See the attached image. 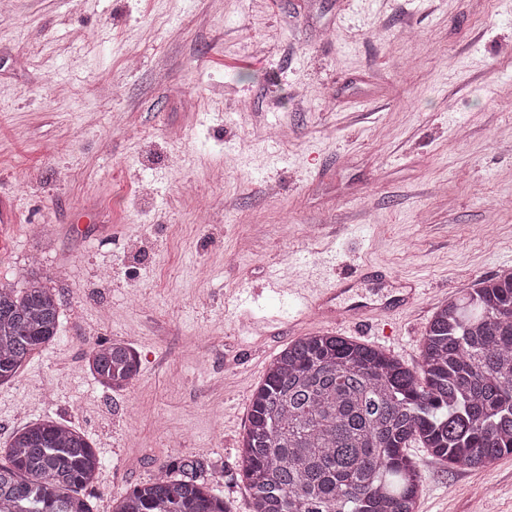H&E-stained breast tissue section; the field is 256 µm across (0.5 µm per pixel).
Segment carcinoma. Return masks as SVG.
<instances>
[{
    "instance_id": "cac0c4a2",
    "label": "carcinoma",
    "mask_w": 512,
    "mask_h": 512,
    "mask_svg": "<svg viewBox=\"0 0 512 512\" xmlns=\"http://www.w3.org/2000/svg\"><path fill=\"white\" fill-rule=\"evenodd\" d=\"M60 303L31 266L0 286V384L52 342ZM111 391L138 374L123 340L89 344ZM240 470L250 512H417L423 476L406 448L480 470L512 455V271L479 279L440 305L416 366L329 332L301 336L251 394ZM103 462L80 430L45 419L14 432L0 465V512H92L84 490ZM196 460L159 467L113 512H229Z\"/></svg>"
}]
</instances>
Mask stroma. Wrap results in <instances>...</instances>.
<instances>
[{
  "label": "stroma",
  "instance_id": "1",
  "mask_svg": "<svg viewBox=\"0 0 512 512\" xmlns=\"http://www.w3.org/2000/svg\"><path fill=\"white\" fill-rule=\"evenodd\" d=\"M4 204L0 283L38 257L61 324L0 385V460L52 418L106 462L93 512L183 457L249 512L250 394L321 328L292 289L349 274L375 305L417 281L414 306L343 329L414 365L434 310L512 264V0H11ZM112 339L140 365L116 392L85 370ZM408 454L417 512H512V455Z\"/></svg>",
  "mask_w": 512,
  "mask_h": 512
}]
</instances>
